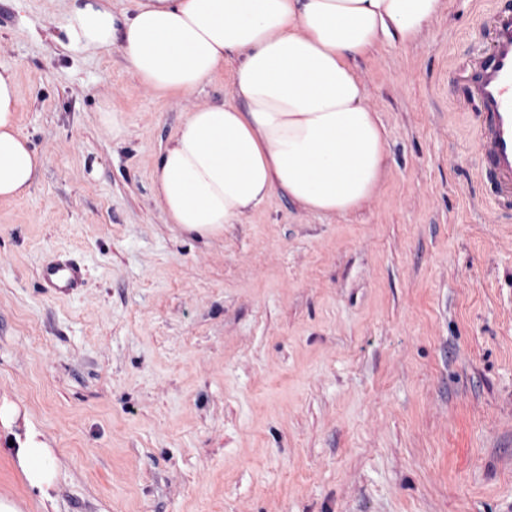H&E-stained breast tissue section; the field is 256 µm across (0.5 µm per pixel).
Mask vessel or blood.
<instances>
[{"label":"vessel or blood","mask_w":512,"mask_h":512,"mask_svg":"<svg viewBox=\"0 0 512 512\" xmlns=\"http://www.w3.org/2000/svg\"><path fill=\"white\" fill-rule=\"evenodd\" d=\"M486 51L456 73L479 122L475 143L480 171L501 200L512 199V16L492 15L486 23ZM44 287L67 295L82 285L75 261H52L41 272Z\"/></svg>","instance_id":"obj_1"}]
</instances>
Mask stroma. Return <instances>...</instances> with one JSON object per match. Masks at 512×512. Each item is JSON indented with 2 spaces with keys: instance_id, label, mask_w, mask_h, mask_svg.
<instances>
[{
  "instance_id": "obj_1",
  "label": "stroma",
  "mask_w": 512,
  "mask_h": 512,
  "mask_svg": "<svg viewBox=\"0 0 512 512\" xmlns=\"http://www.w3.org/2000/svg\"><path fill=\"white\" fill-rule=\"evenodd\" d=\"M354 62L386 176L345 216L273 193L216 236L168 223L153 169L190 93L59 36L71 0H0V64L45 164L0 201V397L61 460L23 512H512V208L479 173L452 70L512 0H447ZM78 261L83 288L40 273ZM45 288H51L58 295H68L82 286L80 266L73 260L52 261L41 272Z\"/></svg>"
}]
</instances>
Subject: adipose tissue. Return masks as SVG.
I'll list each match as a JSON object with an SVG mask.
<instances>
[{
	"mask_svg": "<svg viewBox=\"0 0 512 512\" xmlns=\"http://www.w3.org/2000/svg\"><path fill=\"white\" fill-rule=\"evenodd\" d=\"M446 0H73L64 34L75 51L118 50L147 86L188 93L238 62L239 100L194 108L153 171L170 223L221 232L281 191L303 209L343 216L384 175L385 137L353 62L378 44L415 40ZM18 77L0 66V200L22 198L43 159L18 128ZM41 499L59 459L26 432L6 449Z\"/></svg>",
	"mask_w": 512,
	"mask_h": 512,
	"instance_id": "ef3b65f1",
	"label": "adipose tissue"
}]
</instances>
